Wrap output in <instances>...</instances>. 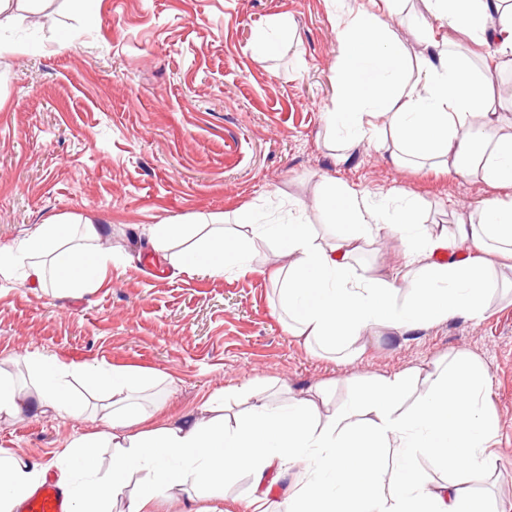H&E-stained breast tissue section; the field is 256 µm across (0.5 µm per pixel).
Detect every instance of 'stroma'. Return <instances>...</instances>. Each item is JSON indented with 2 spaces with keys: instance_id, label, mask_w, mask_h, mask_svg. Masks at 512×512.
<instances>
[{
  "instance_id": "35a3bbf8",
  "label": "stroma",
  "mask_w": 512,
  "mask_h": 512,
  "mask_svg": "<svg viewBox=\"0 0 512 512\" xmlns=\"http://www.w3.org/2000/svg\"><path fill=\"white\" fill-rule=\"evenodd\" d=\"M345 0H39L0 20V247L35 225L65 219L102 226L96 246L112 257L108 278L76 292L0 278V371L26 395L39 378L26 360L42 354L140 376L135 396L155 424L226 415L244 386L274 402L327 394L325 412L355 387L410 376L416 402L449 356L482 362L488 407L498 422L483 490L512 505V293L500 290L482 318H456L397 336L364 339L351 361L288 334L277 286L265 269L286 258L246 235L252 271L228 263L223 275L173 269L146 242L157 224L222 218L231 224L297 218L322 226L325 180L369 197L392 192L417 206L426 226L453 224L487 201H512V186L439 172L388 154L387 119L347 161L343 134L329 128L339 68L337 15ZM426 0H404L391 27L406 56L428 52ZM274 47L253 49L259 33ZM39 48L30 51V38ZM448 41L494 73L503 131H512V56L449 32ZM75 387L86 408L69 415L29 406L0 418V450L56 470L76 439L106 427V395Z\"/></svg>"
}]
</instances>
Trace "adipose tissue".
I'll return each mask as SVG.
<instances>
[{
    "label": "adipose tissue",
    "instance_id": "ef3b65f1",
    "mask_svg": "<svg viewBox=\"0 0 512 512\" xmlns=\"http://www.w3.org/2000/svg\"><path fill=\"white\" fill-rule=\"evenodd\" d=\"M399 2L353 11L342 25L329 122L367 140L378 119L389 116L394 163L410 156L436 160L456 174L511 185L512 133H499L497 113L485 109L491 73L451 51L444 36L432 39L429 55L412 64L391 28ZM427 2L439 27L495 42L500 53L512 55V0ZM319 204L333 216L332 236H317L303 222L255 224L251 231L272 239L288 259L269 276L280 285L289 331L327 353L351 360L374 330L403 336L457 317L481 318L488 297L512 287V205L488 201L469 219L431 231L419 227L413 204L391 210L332 182ZM99 236L91 223L37 225L17 245L0 247V277L61 290L102 282L112 258L91 249ZM387 239L401 244L404 269L357 272L352 259L363 245ZM194 254L189 270L212 276L242 258L238 240L219 221ZM32 364L42 405L78 413L67 381L76 365L52 357ZM83 371L111 396L114 412L111 429L87 433L72 445L83 460L84 486H76L66 468L57 470L72 512H109V503L123 496L126 512H164L174 494L203 481L210 485V504L201 512H224L227 479L245 473L260 487L284 467L296 472L288 512H501L480 490L488 477V443L497 432L486 403L490 379L467 356L449 359L408 411L402 408L408 377L397 374L328 414L309 399L258 398L230 427L218 417L145 428L146 414L130 401L131 372ZM102 448L112 451L105 471L98 466ZM385 448L402 460L391 474L380 463ZM422 457L447 473L444 483L424 484L416 468ZM45 475L44 467L0 452V512H17ZM330 477L336 482L332 496L325 489ZM132 481L138 490L130 496Z\"/></svg>",
    "mask_w": 512,
    "mask_h": 512
}]
</instances>
